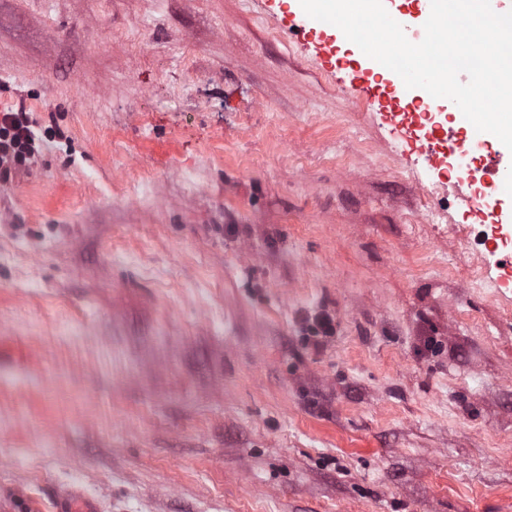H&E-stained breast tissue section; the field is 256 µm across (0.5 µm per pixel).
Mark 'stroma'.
Instances as JSON below:
<instances>
[{"mask_svg": "<svg viewBox=\"0 0 512 512\" xmlns=\"http://www.w3.org/2000/svg\"><path fill=\"white\" fill-rule=\"evenodd\" d=\"M20 104L0 512H512V252L268 0H0Z\"/></svg>", "mask_w": 512, "mask_h": 512, "instance_id": "stroma-1", "label": "stroma"}]
</instances>
